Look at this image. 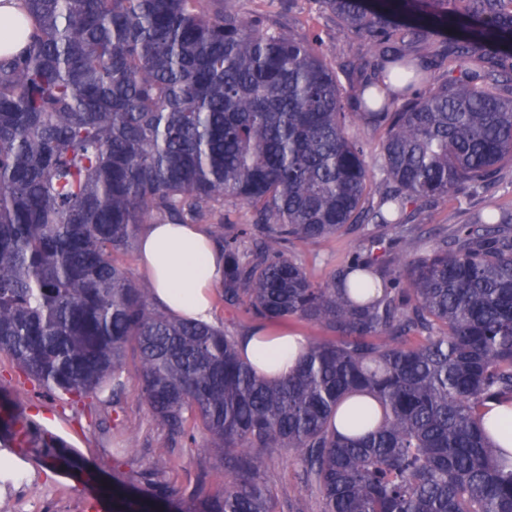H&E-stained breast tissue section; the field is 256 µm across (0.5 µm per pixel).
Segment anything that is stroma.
<instances>
[{"mask_svg":"<svg viewBox=\"0 0 512 512\" xmlns=\"http://www.w3.org/2000/svg\"><path fill=\"white\" fill-rule=\"evenodd\" d=\"M236 5L242 16L264 15L297 33H318L325 58L336 69L343 88L357 83L362 76L361 66L371 59L364 42L337 39L335 21L320 9L316 0H295L289 9L280 0H236ZM362 238V230H349L316 245L296 247L290 256L312 280L326 282L344 268ZM138 366L137 356L127 353L126 395L119 406H99L101 422L97 425L81 410L60 409L56 400L20 374L11 357L4 353H0V385L6 387L8 396L15 398L31 419L58 434L69 448L104 471L136 473L163 456L172 462L169 486L175 497L187 498L200 489H220L225 479L224 468L204 451L203 433L192 438L171 435L141 401ZM116 418L136 434L135 447L124 448L121 435L107 432V425ZM5 456L10 459L13 474L9 486L0 485V503L11 502L14 512H96L97 489H79L76 479L54 474L45 466L41 454H19L0 448V458ZM260 456L258 477L269 490L276 512H288L289 504L297 501L307 503L311 512H318L320 496L316 487L299 479L297 467L286 451L267 449Z\"/></svg>","mask_w":512,"mask_h":512,"instance_id":"1","label":"stroma"}]
</instances>
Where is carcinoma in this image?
I'll return each instance as SVG.
<instances>
[{
    "label": "carcinoma",
    "mask_w": 512,
    "mask_h": 512,
    "mask_svg": "<svg viewBox=\"0 0 512 512\" xmlns=\"http://www.w3.org/2000/svg\"><path fill=\"white\" fill-rule=\"evenodd\" d=\"M318 2L372 52L355 112L318 36L236 0H23L28 44L0 57V352L76 407L120 402L133 349L155 420L201 425L230 473L186 502L157 459L134 494L113 476V512H275L266 448L287 450L321 512H512V453L480 426L487 403H512V203H476L512 167V0ZM433 38L453 68L421 93L433 63L409 50ZM448 199L468 220L411 255L420 210ZM228 200L250 213L236 231ZM166 223L221 241L224 304L331 338L271 383L222 328L170 317L118 263ZM364 223L403 244L382 274L375 238L325 283L289 256ZM356 395L372 429L346 436ZM0 446L95 477L1 390Z\"/></svg>",
    "instance_id": "obj_1"
}]
</instances>
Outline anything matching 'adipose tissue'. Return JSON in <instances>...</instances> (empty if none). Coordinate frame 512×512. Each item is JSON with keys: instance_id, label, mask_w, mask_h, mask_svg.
<instances>
[{"instance_id": "obj_1", "label": "adipose tissue", "mask_w": 512, "mask_h": 512, "mask_svg": "<svg viewBox=\"0 0 512 512\" xmlns=\"http://www.w3.org/2000/svg\"><path fill=\"white\" fill-rule=\"evenodd\" d=\"M139 266L154 288L156 305L176 318L210 323L224 281V253L198 224H149L137 248ZM307 339L285 328L256 326L239 339V351L258 370L280 379L293 369Z\"/></svg>"}]
</instances>
